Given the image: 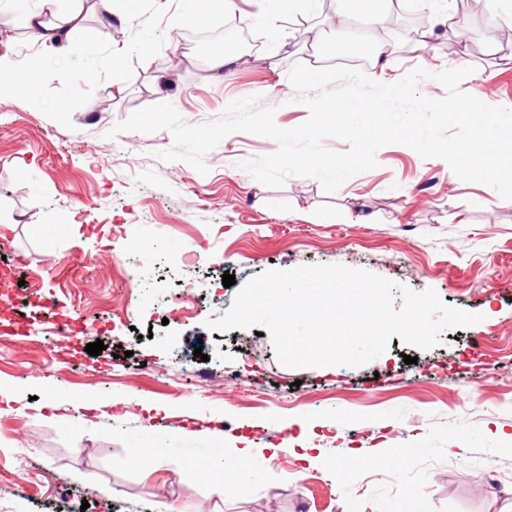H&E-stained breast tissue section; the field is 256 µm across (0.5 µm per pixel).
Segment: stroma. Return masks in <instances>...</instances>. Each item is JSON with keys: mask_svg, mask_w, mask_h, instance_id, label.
Instances as JSON below:
<instances>
[{"mask_svg": "<svg viewBox=\"0 0 512 512\" xmlns=\"http://www.w3.org/2000/svg\"><path fill=\"white\" fill-rule=\"evenodd\" d=\"M259 10L235 0L248 46L222 74L185 49L188 31L163 26L161 52L131 81H103L73 112V129L0 100V273L25 281L0 289V382L15 395L0 402V512H57L64 493L88 501L86 512H155L161 500L177 512H512V201L403 145L380 149L376 168L327 194L312 178L272 189L239 168L275 151L267 137L227 135L205 175L157 159L173 144L168 131L108 138L144 106L169 103L199 124L250 95L294 128L308 112L292 103L289 72L325 59L312 41L361 52L376 35L367 18L320 0H294L273 21ZM413 10L453 14L457 0H403L394 50L366 66L369 77L468 66L464 91L512 102V0H485L466 35L440 26L424 42L408 35ZM0 30L20 68L38 59L17 12L0 9ZM334 263L434 289L484 319L422 352L391 337L360 368L291 369L269 336L204 325L252 276ZM226 272L235 286H223ZM183 279L194 289L171 305ZM48 305L82 327L59 335ZM98 340L102 354L89 355ZM104 398L112 407L93 410ZM218 419L228 446L293 440L294 451L262 462L281 481L215 493L216 448L203 431ZM139 441L164 459L132 464ZM302 447L317 449L316 462L297 456Z\"/></svg>", "mask_w": 512, "mask_h": 512, "instance_id": "obj_1", "label": "stroma"}]
</instances>
